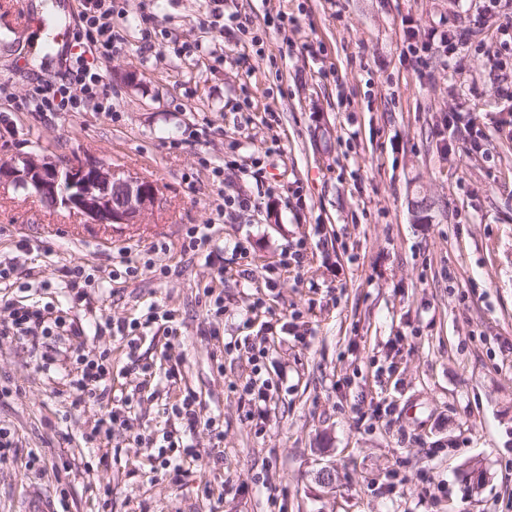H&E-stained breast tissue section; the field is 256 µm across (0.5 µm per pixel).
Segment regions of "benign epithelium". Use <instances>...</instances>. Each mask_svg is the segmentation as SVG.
I'll return each mask as SVG.
<instances>
[{
  "label": "benign epithelium",
  "instance_id": "obj_1",
  "mask_svg": "<svg viewBox=\"0 0 512 512\" xmlns=\"http://www.w3.org/2000/svg\"><path fill=\"white\" fill-rule=\"evenodd\" d=\"M37 190L52 208L93 224H142L159 208L158 185L119 166L92 158H58L34 152L0 159V186Z\"/></svg>",
  "mask_w": 512,
  "mask_h": 512
}]
</instances>
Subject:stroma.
Returning <instances> with one entry per match:
<instances>
[{
  "label": "stroma",
  "mask_w": 512,
  "mask_h": 512,
  "mask_svg": "<svg viewBox=\"0 0 512 512\" xmlns=\"http://www.w3.org/2000/svg\"><path fill=\"white\" fill-rule=\"evenodd\" d=\"M120 5L126 43L95 60L110 117L18 106L69 64L59 34L78 26L79 0H27L44 23L24 32L0 12V159L85 153L164 198L115 229L0 188V264L14 269L0 301L68 310L83 330L72 347L109 349L113 394L134 397L130 428L88 447L100 408L73 406L70 362L44 370L0 340V426L17 439L0 512L63 489L70 512H512V0H223L246 29L221 34L200 25L205 0ZM412 27L474 34L420 62ZM222 187L256 208L211 223ZM422 197L425 224L411 210ZM191 224L209 236L194 255L181 249ZM297 249L302 266H284ZM122 252L138 273L110 280ZM75 263L99 280L77 304ZM153 304L177 337L152 324L132 356L95 338ZM244 336L253 353L225 352ZM252 376L269 386L262 417L242 391ZM188 395L224 439L198 429L179 475L151 470L147 442Z\"/></svg>",
  "instance_id": "obj_1"
}]
</instances>
